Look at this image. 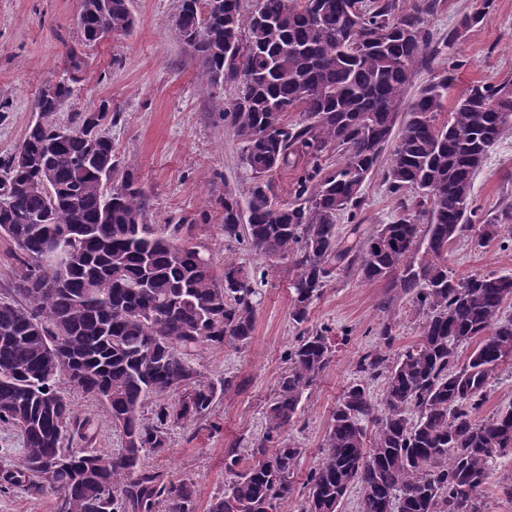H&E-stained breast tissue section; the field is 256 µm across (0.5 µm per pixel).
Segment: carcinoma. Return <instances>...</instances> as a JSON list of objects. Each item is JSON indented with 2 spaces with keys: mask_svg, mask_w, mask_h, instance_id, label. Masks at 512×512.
Returning <instances> with one entry per match:
<instances>
[{
  "mask_svg": "<svg viewBox=\"0 0 512 512\" xmlns=\"http://www.w3.org/2000/svg\"><path fill=\"white\" fill-rule=\"evenodd\" d=\"M432 2L405 13L397 0L365 11L359 0H258L245 17L240 0H182L177 29L202 77L213 88L237 87L229 102L214 97L242 140L251 180L244 202L224 192L225 245L297 269L290 318L300 332L265 431L249 458L227 451L232 480L209 512H276L293 495L301 449L289 430L335 353L328 329L305 324L334 273L349 268L409 296L419 335L393 361L380 349L358 360V381L336 403L322 460L307 477L302 512H340L353 485L361 512H484L492 464L512 455V407L478 418L495 372L512 361L504 355L512 318L502 317L512 276H458L448 265L460 238L480 248L501 233L475 206L473 183L489 149L512 137V89L477 82L441 124L454 82L444 70L401 111L419 59L437 52L418 18ZM79 24L90 44L128 35L130 0H84ZM84 71V57L68 51L54 92L34 100L38 119L16 148L22 162L0 157V236L23 264L11 296L0 298V425L23 440L0 491L50 493L58 512H156L161 504L196 512L192 484L165 479L145 458L168 454L173 427L210 413L217 386L202 381L190 356L249 343L256 276L228 259L216 269L209 247L185 240L182 224L147 222L145 193L113 152L108 102L56 123ZM294 110L303 122H288ZM390 146L384 180L395 194H419L427 224L403 202L360 250L342 247L337 219L360 206ZM331 148L345 158L327 173ZM288 168L297 173L294 201L280 204L266 177ZM112 178L122 192L109 193ZM59 239L69 241L68 263L45 264ZM462 344L473 349L461 363ZM379 378L376 403L369 382ZM63 384L108 409L122 448L78 447L93 440L92 422L78 416Z\"/></svg>",
  "mask_w": 512,
  "mask_h": 512,
  "instance_id": "1",
  "label": "carcinoma"
}]
</instances>
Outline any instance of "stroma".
I'll list each match as a JSON object with an SVG mask.
<instances>
[{
  "instance_id": "1",
  "label": "stroma",
  "mask_w": 512,
  "mask_h": 512,
  "mask_svg": "<svg viewBox=\"0 0 512 512\" xmlns=\"http://www.w3.org/2000/svg\"><path fill=\"white\" fill-rule=\"evenodd\" d=\"M180 7L181 0H131L134 31L88 45L78 27V0H0V156L21 143L36 117L34 99L61 72L67 52L76 50L85 57V79L79 93L58 113V123L69 124L76 113L97 111L101 102H108L119 115L110 130L112 148L146 192L149 223L190 226L194 241L210 247L216 266L229 257L263 273L250 342L205 348L193 358L205 381L223 386L209 416L174 427L170 453L146 460L165 479L192 481L197 512H208L227 480L226 450L249 453L251 442L265 430L267 401L297 334L290 319L296 271L290 261H267L245 247L224 246V192L229 189L246 199L250 180L241 162V140L215 112L214 90L178 35ZM479 8L481 0H436L435 9L422 14L423 26L440 52L420 61L407 98L416 96L429 75L449 68L455 71L450 90L454 98L479 81L512 85V0H493L477 24L460 30L461 19ZM456 29L459 39L449 42V32ZM474 197L489 218L512 208V137L489 151L474 178ZM417 199L413 191L394 195L382 173H375L356 214L340 216L338 236L349 243L363 241L398 213L401 201L413 204ZM449 265L460 276L474 271L512 274V234L482 249L461 239ZM388 293L387 282L363 281L347 271L334 276L311 306L309 327L331 328L338 341L333 362L306 392L290 432L302 454L293 477L294 494L278 505L277 512H301L306 477L321 460V444L336 402L355 382L364 352L382 346L374 329L387 316L379 303ZM388 316L396 339L385 349L394 358L415 342L418 320L402 294ZM65 394L79 414L91 418L94 448H121V436L104 405L70 387ZM510 483L512 455L497 459L481 492L486 512H512V497L502 492Z\"/></svg>"
}]
</instances>
